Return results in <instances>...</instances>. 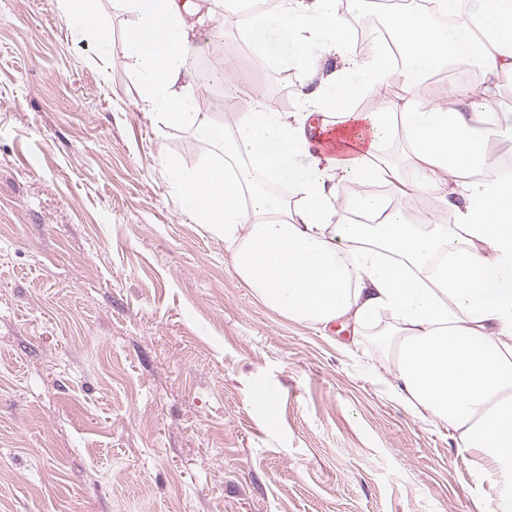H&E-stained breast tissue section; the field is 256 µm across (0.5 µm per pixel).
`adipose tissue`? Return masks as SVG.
Here are the masks:
<instances>
[{
	"instance_id": "obj_1",
	"label": "adipose tissue",
	"mask_w": 512,
	"mask_h": 512,
	"mask_svg": "<svg viewBox=\"0 0 512 512\" xmlns=\"http://www.w3.org/2000/svg\"><path fill=\"white\" fill-rule=\"evenodd\" d=\"M93 2L58 0V8L105 57L112 37ZM121 3L135 19L124 53L146 88L142 109L221 152L197 166L163 157L180 211L223 238L236 276L285 317L360 328L378 312L395 314L403 324L396 393L447 423L458 448L492 461L494 512H512V171L489 147L495 136L512 149V113L492 108L512 75V0H435L434 14L454 15L451 29L412 8L389 15L414 66L398 109L373 112L350 111L346 95H383L392 76L383 50L357 54L336 0H278L250 21V37L262 60L304 68L318 85L306 111L256 105L231 127L199 111L184 81L196 27L220 26L240 0ZM332 55L341 69L325 70ZM450 64L480 72L442 89L463 110L419 103L422 86ZM314 111L363 147L312 154L305 125ZM395 138L414 181L379 155ZM344 177L357 185L347 199L337 191ZM271 183L287 184L299 207L267 194ZM378 184L426 195L432 209L409 223Z\"/></svg>"
}]
</instances>
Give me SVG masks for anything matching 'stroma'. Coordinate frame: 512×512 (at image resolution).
Returning <instances> with one entry per match:
<instances>
[{
	"label": "stroma",
	"instance_id": "stroma-1",
	"mask_svg": "<svg viewBox=\"0 0 512 512\" xmlns=\"http://www.w3.org/2000/svg\"><path fill=\"white\" fill-rule=\"evenodd\" d=\"M97 11L105 61L57 0H0V512H493L490 460L395 398V316L287 319L180 212L162 156L214 151L144 115L134 18ZM244 29L196 34L236 88L204 111H305Z\"/></svg>",
	"mask_w": 512,
	"mask_h": 512
}]
</instances>
